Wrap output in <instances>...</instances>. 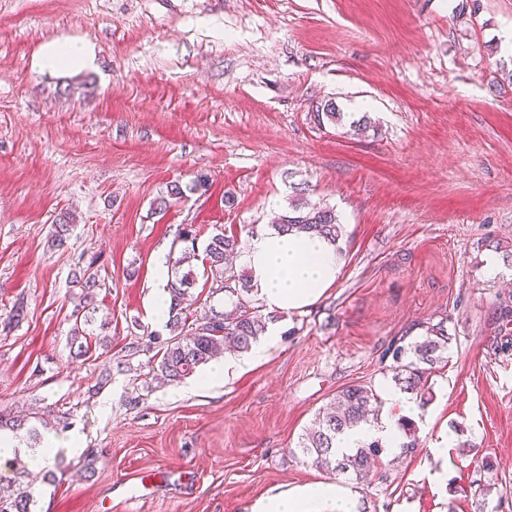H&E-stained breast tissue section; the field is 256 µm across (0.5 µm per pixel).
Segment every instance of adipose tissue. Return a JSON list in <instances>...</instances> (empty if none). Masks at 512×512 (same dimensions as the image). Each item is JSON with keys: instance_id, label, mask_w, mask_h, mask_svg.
Instances as JSON below:
<instances>
[{"instance_id": "obj_1", "label": "adipose tissue", "mask_w": 512, "mask_h": 512, "mask_svg": "<svg viewBox=\"0 0 512 512\" xmlns=\"http://www.w3.org/2000/svg\"><path fill=\"white\" fill-rule=\"evenodd\" d=\"M251 271L256 298L271 311L294 312L312 306L340 274L336 249L327 240L296 232L268 230L252 237L243 254ZM278 337L276 325H269L264 339L244 357H229L214 365L199 379L207 387L224 381L233 370L261 361ZM379 440L398 447V418L346 431L337 439L339 450L349 451L363 442ZM357 496L333 481H318L260 498L253 512H359Z\"/></svg>"}]
</instances>
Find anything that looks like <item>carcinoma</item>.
<instances>
[{
    "label": "carcinoma",
    "instance_id": "cac0c4a2",
    "mask_svg": "<svg viewBox=\"0 0 512 512\" xmlns=\"http://www.w3.org/2000/svg\"><path fill=\"white\" fill-rule=\"evenodd\" d=\"M305 189L290 200L288 212L280 215L274 228L285 232L318 235L335 245L344 236V225L340 223L336 210L330 206H311L304 199ZM73 217L64 213L57 218L52 233V246L62 247L69 239ZM241 239L234 233L224 232L213 235L205 247V263L213 275L208 296L219 293L228 297L234 304L235 317L227 320L224 313L212 310L201 317L192 318V313L183 306L184 296L195 284L192 270L181 271L197 257L196 247L183 248L180 256L172 261L169 281L170 306L168 321L172 336L166 339L162 356L152 367L155 374L173 383L194 374L198 367L224 353L231 347L238 352H247L266 333L268 323L277 320L275 315H263L249 297L252 289L247 283L234 288L224 283V265L229 258L241 251ZM74 282L83 288L81 304L73 311L74 323L70 330V352L72 357L82 358L91 350L90 337L85 326L92 321L88 311L94 306L96 290L104 285L101 280L97 259L89 260L74 273ZM498 335H512V294L500 298L497 306ZM424 333L407 344H393L388 354L396 363L395 383L403 393L425 395L426 384L436 372L449 363V343L451 337L444 321L423 326ZM382 407L379 395L365 385H350L336 393L330 411L322 414L315 428L307 433V441L302 443V455L316 467L331 475L345 478H362L370 467V460L379 452L377 443L361 445L348 453L336 451V439L347 430L370 425L378 420ZM7 428L15 433L25 432L33 443L40 441L37 427L30 419L19 416L4 419L0 417V429ZM406 437L402 443L403 453H413L419 447L416 428L409 420L401 422ZM27 470L18 458L10 460L4 470H0V512H34L36 504L33 483L27 480Z\"/></svg>",
    "mask_w": 512,
    "mask_h": 512
}]
</instances>
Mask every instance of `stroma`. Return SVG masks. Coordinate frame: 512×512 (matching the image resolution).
Segmentation results:
<instances>
[{
    "mask_svg": "<svg viewBox=\"0 0 512 512\" xmlns=\"http://www.w3.org/2000/svg\"><path fill=\"white\" fill-rule=\"evenodd\" d=\"M478 1L470 16L471 0H0V314L25 300L0 327V416L42 413L56 443L36 512H252L326 480L298 451L319 410L391 385L387 348L441 320L450 362L428 381L419 448H382L347 486L366 512H512V350L491 348L512 267L484 270L512 246V0ZM67 40L91 44L92 67H41ZM329 100L344 124L318 120ZM364 113L371 130L350 136ZM174 183L182 197L155 212ZM299 185L345 226L335 286L224 382L152 379L170 335L151 314L158 266L181 229L201 248L249 240ZM66 211L70 239L51 248ZM93 258L107 344L76 360L72 276ZM456 426L471 455L433 459ZM489 480L506 493L483 494Z\"/></svg>",
    "mask_w": 512,
    "mask_h": 512,
    "instance_id": "stroma-1",
    "label": "stroma"
}]
</instances>
